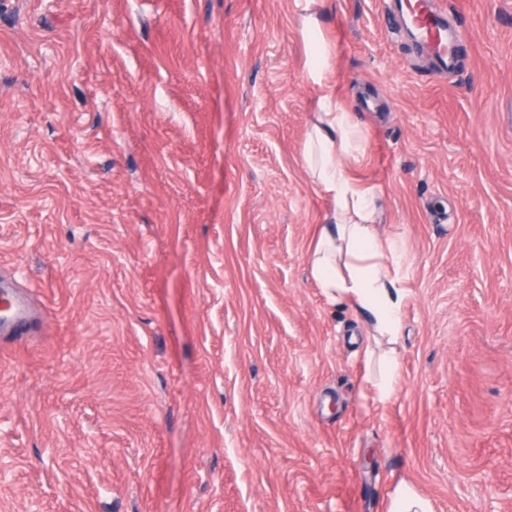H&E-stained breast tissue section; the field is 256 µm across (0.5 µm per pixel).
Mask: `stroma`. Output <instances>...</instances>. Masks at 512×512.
Listing matches in <instances>:
<instances>
[{
  "label": "stroma",
  "mask_w": 512,
  "mask_h": 512,
  "mask_svg": "<svg viewBox=\"0 0 512 512\" xmlns=\"http://www.w3.org/2000/svg\"><path fill=\"white\" fill-rule=\"evenodd\" d=\"M0 0V512H512V0ZM332 63L316 74V46ZM405 299L395 395L308 271L318 95ZM411 1H395L409 35L430 51L436 70L453 71L457 65L458 52L456 38L448 35L446 14L438 7L437 1L415 0L414 4ZM0 283V332L1 328L14 327L22 320L27 311V304L22 294L15 291L7 282ZM388 512H433V508L413 485L403 481L392 494Z\"/></svg>",
  "instance_id": "stroma-1"
}]
</instances>
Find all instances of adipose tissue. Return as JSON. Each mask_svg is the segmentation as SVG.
Wrapping results in <instances>:
<instances>
[{
  "mask_svg": "<svg viewBox=\"0 0 512 512\" xmlns=\"http://www.w3.org/2000/svg\"><path fill=\"white\" fill-rule=\"evenodd\" d=\"M360 150L359 128L334 94L320 95L305 145L316 186L333 208V221L319 225L309 246L312 277L328 301H347L365 311L374 335L396 342L400 335V263L378 233V195L349 168Z\"/></svg>",
  "mask_w": 512,
  "mask_h": 512,
  "instance_id": "adipose-tissue-1",
  "label": "adipose tissue"
}]
</instances>
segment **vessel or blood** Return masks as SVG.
Returning a JSON list of instances; mask_svg holds the SVG:
<instances>
[{"mask_svg": "<svg viewBox=\"0 0 512 512\" xmlns=\"http://www.w3.org/2000/svg\"><path fill=\"white\" fill-rule=\"evenodd\" d=\"M399 14L405 18L407 31L431 53L436 70L453 71L457 65L455 40L448 35V21L436 0H395ZM27 311L22 294L10 284L0 285V329L15 326Z\"/></svg>", "mask_w": 512, "mask_h": 512, "instance_id": "vessel-or-blood-1", "label": "vessel or blood"}]
</instances>
